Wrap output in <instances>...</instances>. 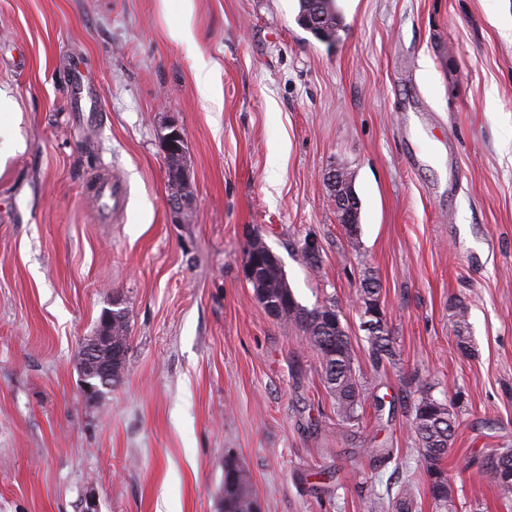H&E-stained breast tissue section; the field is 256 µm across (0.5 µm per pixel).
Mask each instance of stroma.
Returning a JSON list of instances; mask_svg holds the SVG:
<instances>
[{"mask_svg": "<svg viewBox=\"0 0 512 512\" xmlns=\"http://www.w3.org/2000/svg\"><path fill=\"white\" fill-rule=\"evenodd\" d=\"M336 9L325 41L299 25V0H193V58L157 0H0L13 101L0 123L22 142L0 170V512H224L228 459L257 512H371L406 479L413 512H435L410 432L424 387L455 404V512H512L475 476L512 448V0ZM73 60L98 90L96 121L72 109ZM172 120L188 145L184 224L167 203ZM334 168L353 174L354 236L324 180ZM104 169L128 191L109 224L87 192ZM254 233L301 305L338 303L358 424L338 418L298 329L256 300L243 273ZM368 269L398 348L379 369L357 298ZM116 298L124 377L90 401L76 359Z\"/></svg>", "mask_w": 512, "mask_h": 512, "instance_id": "obj_1", "label": "stroma"}]
</instances>
